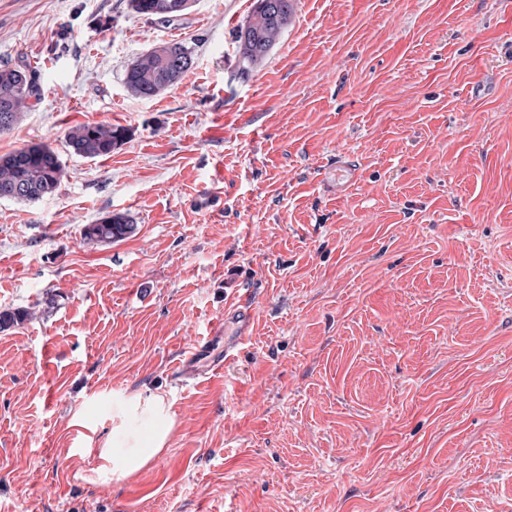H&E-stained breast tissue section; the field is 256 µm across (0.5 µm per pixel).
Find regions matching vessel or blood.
<instances>
[{"mask_svg":"<svg viewBox=\"0 0 512 512\" xmlns=\"http://www.w3.org/2000/svg\"><path fill=\"white\" fill-rule=\"evenodd\" d=\"M256 296L251 289L241 288L232 302L224 307V315L216 321L209 336L196 339L188 348L186 355L181 356L176 378L187 381L197 379L198 370L195 368L194 358L206 351L213 338L223 337L224 358L222 361L209 366V374L216 375L226 369L229 362L235 361L242 346L248 344L252 338L255 319Z\"/></svg>","mask_w":512,"mask_h":512,"instance_id":"1","label":"vessel or blood"}]
</instances>
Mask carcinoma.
Listing matches in <instances>:
<instances>
[{"instance_id": "carcinoma-1", "label": "carcinoma", "mask_w": 512, "mask_h": 512, "mask_svg": "<svg viewBox=\"0 0 512 512\" xmlns=\"http://www.w3.org/2000/svg\"><path fill=\"white\" fill-rule=\"evenodd\" d=\"M133 12L172 21L190 8V0H129ZM293 0H255L252 12L238 28L241 78L259 66L278 45L288 29ZM194 64L191 49L181 42H168L141 53L125 75V83L136 96L153 98L177 85ZM38 91L35 72L24 65L0 66V133L11 130L32 106ZM127 130L107 124H84L71 129L66 143L85 158L105 157L124 143ZM63 164L59 154L46 144H34L0 156V199L36 201L54 194L61 185ZM134 231L126 215L112 214L84 226L89 243H115ZM30 317L19 309L0 310V332Z\"/></svg>"}]
</instances>
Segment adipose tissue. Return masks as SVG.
I'll use <instances>...</instances> for the list:
<instances>
[{
    "mask_svg": "<svg viewBox=\"0 0 512 512\" xmlns=\"http://www.w3.org/2000/svg\"><path fill=\"white\" fill-rule=\"evenodd\" d=\"M172 428L170 409L155 393L138 394L112 404V442L98 457L116 476L145 467L164 447Z\"/></svg>",
    "mask_w": 512,
    "mask_h": 512,
    "instance_id": "adipose-tissue-1",
    "label": "adipose tissue"
}]
</instances>
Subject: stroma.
I'll return each mask as SVG.
<instances>
[{
  "instance_id": "1",
  "label": "stroma",
  "mask_w": 512,
  "mask_h": 512,
  "mask_svg": "<svg viewBox=\"0 0 512 512\" xmlns=\"http://www.w3.org/2000/svg\"><path fill=\"white\" fill-rule=\"evenodd\" d=\"M253 5L0 0V64L40 88L0 156L64 165L54 195L0 199V309L34 313L0 332V512H512V0H295L242 81ZM167 42L192 68L136 96ZM96 123L129 137L70 151ZM114 213L131 235L84 241ZM248 282L250 348L177 385ZM139 392L173 426L114 476L96 450ZM190 0H129L133 12L172 21L182 16L190 8ZM193 64L189 47L181 42H168L141 53L124 80L136 96L150 99L177 85ZM126 137L127 130L121 126L84 124L67 133L66 143L75 154L93 159L112 154Z\"/></svg>"
}]
</instances>
